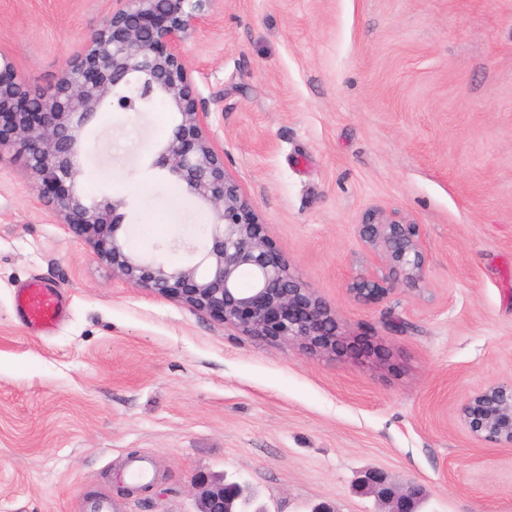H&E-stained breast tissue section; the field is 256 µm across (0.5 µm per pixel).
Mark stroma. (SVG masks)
Wrapping results in <instances>:
<instances>
[{
	"instance_id": "35a3bbf8",
	"label": "stroma",
	"mask_w": 512,
	"mask_h": 512,
	"mask_svg": "<svg viewBox=\"0 0 512 512\" xmlns=\"http://www.w3.org/2000/svg\"><path fill=\"white\" fill-rule=\"evenodd\" d=\"M115 0H0V51L50 90ZM185 46L227 172L269 239L335 315L345 350L248 336L113 276L0 151V512H197L193 477L248 484L266 512H386L377 470L421 512H512V446L462 404L512 382V0H213ZM170 112L101 113L86 193L126 198L129 248L171 264L206 211L150 169ZM418 224L419 291L361 302L386 270L371 211ZM59 287L67 316L27 333L13 295ZM145 491L118 493L128 457ZM361 486L378 496L390 505L387 512H417L415 510L419 489L413 486L406 488L399 485H386L379 472H366L361 480Z\"/></svg>"
}]
</instances>
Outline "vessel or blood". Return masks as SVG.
Masks as SVG:
<instances>
[{"label": "vessel or blood", "instance_id": "vessel-or-blood-1", "mask_svg": "<svg viewBox=\"0 0 512 512\" xmlns=\"http://www.w3.org/2000/svg\"><path fill=\"white\" fill-rule=\"evenodd\" d=\"M15 307L23 326L43 335L54 333L65 314L59 288L37 280L17 290Z\"/></svg>", "mask_w": 512, "mask_h": 512}]
</instances>
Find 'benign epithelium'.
I'll use <instances>...</instances> for the list:
<instances>
[{"label":"benign epithelium","mask_w":512,"mask_h":512,"mask_svg":"<svg viewBox=\"0 0 512 512\" xmlns=\"http://www.w3.org/2000/svg\"><path fill=\"white\" fill-rule=\"evenodd\" d=\"M119 7L89 33L82 50L62 68L49 92L14 76L0 53V149L11 147L51 213L76 229L112 274L163 298L182 302L250 336L297 342L309 354L335 355L342 347L336 317L272 248L258 210L226 172L224 153L208 130L209 112L185 62L184 46L208 17L212 0H115ZM161 98L174 121L149 168L169 175L210 216L200 258L167 265L132 252L119 231L127 217L123 197L91 199L81 190L85 127L107 108L142 112ZM363 242L388 268L390 279L417 290L426 280L428 246L419 227L396 213L373 212L358 225ZM359 299L384 293L369 278L352 283ZM461 414L484 441L512 445V383L468 398ZM200 512L249 510L247 486L195 479ZM365 490L390 505L388 512H416L419 489L387 485L367 472Z\"/></svg>","instance_id":"7a95c632"}]
</instances>
